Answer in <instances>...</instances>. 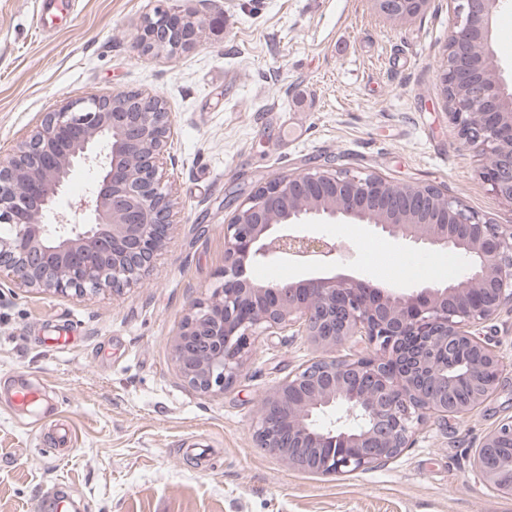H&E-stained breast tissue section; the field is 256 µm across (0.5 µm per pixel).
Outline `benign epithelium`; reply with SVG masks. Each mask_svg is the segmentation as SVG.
<instances>
[{"label": "benign epithelium", "instance_id": "7a95c632", "mask_svg": "<svg viewBox=\"0 0 512 512\" xmlns=\"http://www.w3.org/2000/svg\"><path fill=\"white\" fill-rule=\"evenodd\" d=\"M135 41L170 55L195 47L208 18L163 0ZM424 0H377L391 19ZM457 42L441 80L458 91L451 116L464 146L487 153L483 182L512 207V86L484 70L500 0H449ZM172 114L157 94L121 91L71 100L48 112L12 153L0 156V288L84 296L136 283L170 242L172 199L164 178ZM96 170L89 198L54 207L70 172ZM372 224L396 242L459 250L465 274L444 287L380 288L367 278L321 273L338 245L303 234L308 224ZM288 259L299 280L256 282L247 268ZM224 282L192 304L171 339L174 364L199 395L217 396L241 376L257 331L294 329L322 357L265 394L258 447L292 469L343 475L384 465L409 447L427 413L461 416L499 382L502 360L482 333L512 303V227L494 224L435 185H395L331 166L258 187L224 225ZM475 470L512 496V420L485 438Z\"/></svg>", "mask_w": 512, "mask_h": 512}]
</instances>
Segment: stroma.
<instances>
[{
	"mask_svg": "<svg viewBox=\"0 0 512 512\" xmlns=\"http://www.w3.org/2000/svg\"><path fill=\"white\" fill-rule=\"evenodd\" d=\"M156 5L78 0L46 26L41 0H0V155L64 100L151 91L172 114L175 158L172 239L136 284L0 297V390L45 385L57 406L46 418L0 400V512H50L58 486L81 512H512V497L473 464L488 433L512 418V304L484 329L506 369L483 404L427 416L395 459L338 477L289 468L253 440L266 392L320 357L307 337L259 336L238 381L206 398L180 377L170 348L192 303L223 281L225 223L271 179L330 161L442 187L512 226V207L480 177L488 155L462 145L441 94L448 0H425L403 20L384 17L376 0H200L220 23L174 55L134 41ZM492 43L512 79V0L495 16ZM306 231L336 240L337 273L382 287L446 282L447 252L414 270L405 265L414 247L370 226ZM67 324L74 339L49 346ZM60 422L73 449L45 459Z\"/></svg>",
	"mask_w": 512,
	"mask_h": 512,
	"instance_id": "1",
	"label": "stroma"
}]
</instances>
